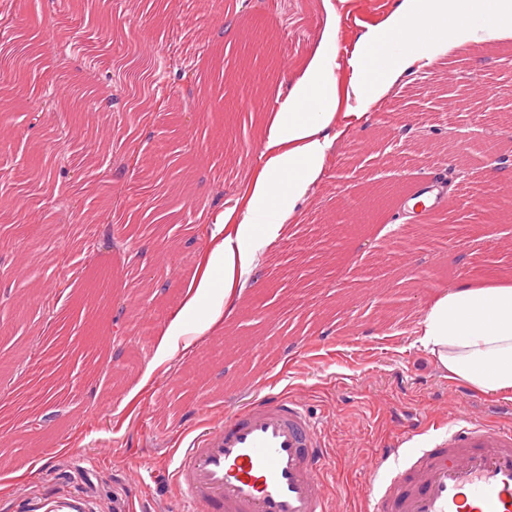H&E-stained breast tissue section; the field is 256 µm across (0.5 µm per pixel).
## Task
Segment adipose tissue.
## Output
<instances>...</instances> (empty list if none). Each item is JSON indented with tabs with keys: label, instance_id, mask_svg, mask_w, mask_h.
<instances>
[{
	"label": "adipose tissue",
	"instance_id": "ef3b65f1",
	"mask_svg": "<svg viewBox=\"0 0 512 512\" xmlns=\"http://www.w3.org/2000/svg\"><path fill=\"white\" fill-rule=\"evenodd\" d=\"M478 2L404 0L390 34L376 45L388 63L384 77L359 72L354 93L364 104L375 103L415 62L434 60L480 32L492 30L511 39L512 0H488V19L481 25L470 18V8ZM328 68V55L315 54L272 114L263 144L269 155L252 189L249 218L231 235L224 232L223 217L213 221L210 239L215 247L191 277L195 293L187 298L195 304L196 293L210 287L216 272H223L224 306L207 317V325L232 312L237 290L256 280L265 253L277 244L297 202L308 196L320 173L319 134L331 122L327 107L335 99L334 87L321 78ZM270 211L278 213V220H265ZM415 342L451 377L476 391H512V279L486 284L465 279L440 288L415 331Z\"/></svg>",
	"mask_w": 512,
	"mask_h": 512
}]
</instances>
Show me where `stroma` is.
<instances>
[{"instance_id": "1", "label": "stroma", "mask_w": 512, "mask_h": 512, "mask_svg": "<svg viewBox=\"0 0 512 512\" xmlns=\"http://www.w3.org/2000/svg\"><path fill=\"white\" fill-rule=\"evenodd\" d=\"M88 0H70L84 13L70 35L77 82L93 87L88 131H60L56 114L28 129L29 103L18 93L0 97L10 117L0 138V202L21 220L12 243L30 253L43 289L5 290L18 315L12 335H0V512H182L167 469L182 438L209 421L210 407L237 410L284 390L302 395L328 417L334 452L329 478L332 512H363L367 500L351 458L372 453L409 426L433 441L432 423L458 412L491 414L512 393L481 394L451 379L414 346V331L434 294L458 279L477 283L512 276V222L499 224L497 244L484 227L500 209H512V168L485 166L492 151L512 153V129L493 115L512 113V87L497 88L493 114L477 126L466 105L448 94V62L404 74L368 121L354 119L360 101L354 71L368 68L371 38L388 29L401 0H224L223 13L194 0H112L114 41L141 56H178L199 70L194 105L172 93L165 129L175 153L172 167L151 154L147 131L124 111V86L134 66L119 50H104L96 11ZM345 49L352 68L333 72L336 105L322 131V171L307 200L298 203L284 237L269 250L259 282L244 290L234 316L224 320L231 342L208 372L196 353L212 347L213 333L194 337L185 354L146 366L180 308L183 286L211 243L184 214L248 211L243 193L263 167L264 103L277 99L323 48ZM111 69L112 80L97 77ZM392 130L444 126L443 140L402 148L396 159L349 155L353 142L378 141V125ZM66 151L70 208L54 223L38 219L42 191L34 173L19 174L9 159L30 142ZM136 146L147 169L122 173L121 149ZM471 168L473 182L457 185L438 205L416 217L407 233L403 206L447 169ZM112 177L111 192L95 176ZM168 202V223L138 237L122 224L146 210L155 196ZM364 228L341 231L349 212ZM463 219L471 241L467 259L429 242L431 218ZM111 234L112 248L82 251L85 238ZM108 271L112 291L102 319L55 338L65 318L83 304L89 267ZM125 325L97 368L83 356L94 332ZM459 404L449 410L448 396ZM139 469L145 482L132 485Z\"/></svg>"}]
</instances>
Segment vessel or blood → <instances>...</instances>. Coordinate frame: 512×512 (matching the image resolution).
I'll return each instance as SVG.
<instances>
[{"mask_svg":"<svg viewBox=\"0 0 512 512\" xmlns=\"http://www.w3.org/2000/svg\"><path fill=\"white\" fill-rule=\"evenodd\" d=\"M406 431L351 466L372 512H512V424L458 415L430 447ZM330 452L302 398L253 400L181 449L170 473L187 512H329Z\"/></svg>","mask_w":512,"mask_h":512,"instance_id":"vessel-or-blood-1","label":"vessel or blood"}]
</instances>
